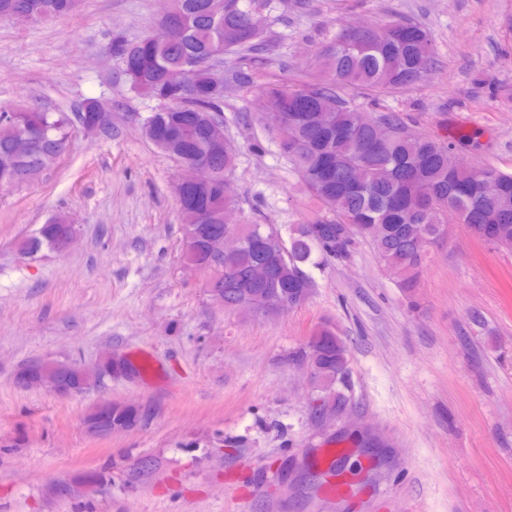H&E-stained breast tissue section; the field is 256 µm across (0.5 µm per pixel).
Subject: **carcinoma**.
I'll use <instances>...</instances> for the list:
<instances>
[{"instance_id":"obj_1","label":"carcinoma","mask_w":512,"mask_h":512,"mask_svg":"<svg viewBox=\"0 0 512 512\" xmlns=\"http://www.w3.org/2000/svg\"><path fill=\"white\" fill-rule=\"evenodd\" d=\"M79 2L0 0V16L23 12L43 22L75 11ZM173 2L178 16L166 39L155 42L146 36L134 43L120 41L115 52L130 89L159 101L142 123L145 138L180 163L206 161L215 172L209 190L186 189L178 202L187 220L183 243L208 274L206 288L224 295L225 310L233 311L259 294H275L290 307L302 304L313 290L312 278L304 271L313 262V253L324 262L344 260L358 237L370 240L407 292L418 286L427 247L448 231L450 219L496 248L512 251V174L490 166L479 168L470 177V194L454 196L451 188L459 176L448 172L447 143L411 133L393 115L370 118L342 95L360 86L404 88L429 77L430 69L420 71L418 62L434 58L431 40L423 28L409 23L407 27L422 44L397 43L390 36V24L363 31L345 27L320 55L316 79L298 89L271 84L260 90V119L271 130L276 113L293 107L303 110L280 149L312 197L333 216L289 225L286 240L269 224H250L239 233L234 254L221 256L214 242L224 236V210L235 206L231 174L236 151L224 137L222 102L210 94L213 71L207 53L219 41L229 54L260 51L262 40L255 22L271 0H225L222 13L210 8L212 0ZM182 68L190 73V85L171 95L168 75ZM100 105L89 100L71 115L27 109L14 117L0 116V187L35 182L67 149L73 122L95 121ZM381 124L391 126L393 132L371 151L367 144ZM21 132L34 142L28 165L9 162ZM326 154L334 158L337 176L321 179L316 170ZM487 172L496 177L500 192L484 187L481 175ZM75 231L66 218L54 216L23 243L22 250L27 254L44 247L57 251ZM258 265L269 272L261 284L250 277ZM295 359L312 366L317 398L323 405L333 411L347 407L352 388L348 349L332 329L316 332L295 352ZM142 420L134 409L112 407L114 430L130 429Z\"/></svg>"}]
</instances>
